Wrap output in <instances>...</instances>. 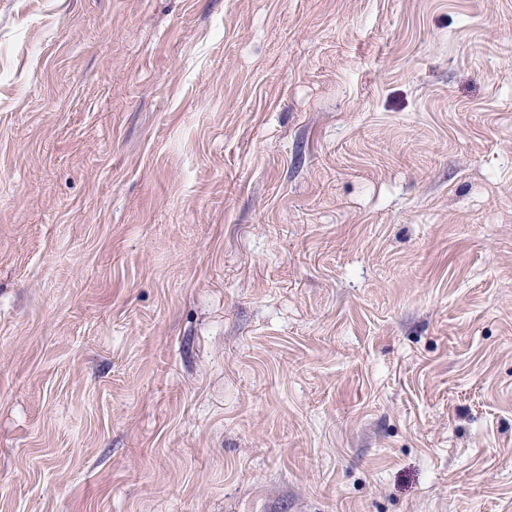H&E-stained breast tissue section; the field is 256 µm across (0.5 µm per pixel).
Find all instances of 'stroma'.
<instances>
[{
  "label": "stroma",
  "instance_id": "obj_1",
  "mask_svg": "<svg viewBox=\"0 0 512 512\" xmlns=\"http://www.w3.org/2000/svg\"><path fill=\"white\" fill-rule=\"evenodd\" d=\"M0 512H512V0H0Z\"/></svg>",
  "mask_w": 512,
  "mask_h": 512
}]
</instances>
